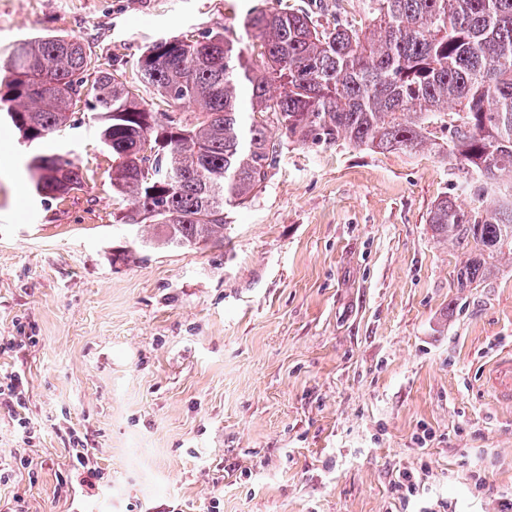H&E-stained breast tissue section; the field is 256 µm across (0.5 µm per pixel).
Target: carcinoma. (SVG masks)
I'll use <instances>...</instances> for the list:
<instances>
[{"label":"carcinoma","instance_id":"cac0c4a2","mask_svg":"<svg viewBox=\"0 0 512 512\" xmlns=\"http://www.w3.org/2000/svg\"><path fill=\"white\" fill-rule=\"evenodd\" d=\"M365 2L361 28L272 8L249 14L243 47L222 33L157 39L135 62L155 102L76 36L24 39L0 78V112L29 144L80 105L97 113L118 222L153 227L148 243L172 249L224 245L230 208L266 182L280 150L273 126L301 144L416 153L439 123L469 192L495 197L470 209L445 197L429 213L433 236L464 251L457 287L470 288L512 260V0ZM28 171L51 197L84 184L67 154L36 155Z\"/></svg>","mask_w":512,"mask_h":512}]
</instances>
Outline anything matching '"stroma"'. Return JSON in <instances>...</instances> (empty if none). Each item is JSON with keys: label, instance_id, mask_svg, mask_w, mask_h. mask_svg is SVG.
Wrapping results in <instances>:
<instances>
[{"label": "stroma", "instance_id": "stroma-1", "mask_svg": "<svg viewBox=\"0 0 512 512\" xmlns=\"http://www.w3.org/2000/svg\"><path fill=\"white\" fill-rule=\"evenodd\" d=\"M256 7L366 21L363 0H0V66L47 34L80 37L104 67L162 37L242 39ZM98 129L84 108L30 145L0 118V339H35L0 353V373H24L39 427L0 409V458H26L0 512H396L403 471L410 512H497L512 493V402L492 385L512 352V263L458 288L462 257L427 223L440 198L476 204L447 133L416 154L284 141L223 245L171 249L117 221ZM66 152L85 183L65 198L14 171ZM74 434L98 489L79 482Z\"/></svg>", "mask_w": 512, "mask_h": 512}]
</instances>
